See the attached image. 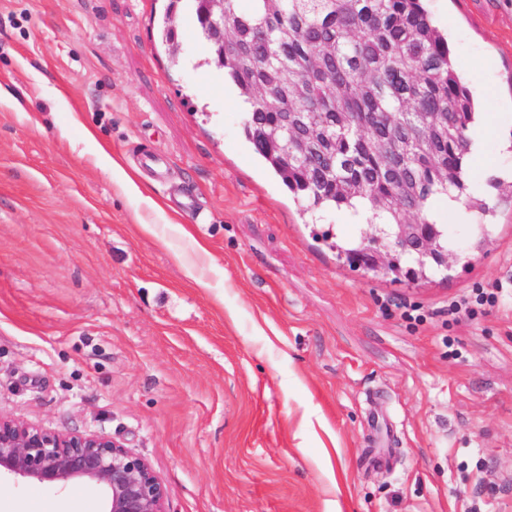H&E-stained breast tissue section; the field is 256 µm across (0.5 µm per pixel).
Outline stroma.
Returning <instances> with one entry per match:
<instances>
[{"label": "stroma", "mask_w": 512, "mask_h": 512, "mask_svg": "<svg viewBox=\"0 0 512 512\" xmlns=\"http://www.w3.org/2000/svg\"><path fill=\"white\" fill-rule=\"evenodd\" d=\"M166 6L0 0V414L121 441L168 512H512V309L448 314L478 288L512 302V152L486 141L467 194L488 209L451 219L447 274L350 267L324 232L375 225L303 217L196 23ZM427 9L454 62H488L512 133V0ZM104 510L80 485L0 483V512ZM104 164L105 170L114 180L121 184L127 194L147 204L152 209L163 212V206L144 193L139 186L135 172L128 170L121 160L106 155L104 157Z\"/></svg>", "instance_id": "1"}]
</instances>
